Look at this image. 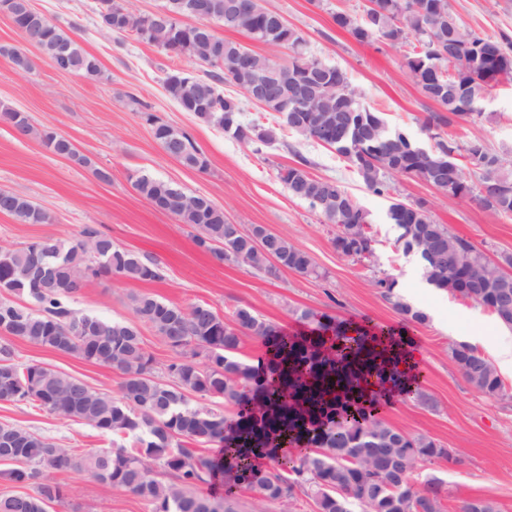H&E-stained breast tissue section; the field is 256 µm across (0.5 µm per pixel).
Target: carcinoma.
Wrapping results in <instances>:
<instances>
[{"instance_id":"cac0c4a2","label":"carcinoma","mask_w":512,"mask_h":512,"mask_svg":"<svg viewBox=\"0 0 512 512\" xmlns=\"http://www.w3.org/2000/svg\"><path fill=\"white\" fill-rule=\"evenodd\" d=\"M426 2L430 9L426 18L404 12L405 0H376L378 10L369 21L346 11L336 12L333 20L360 43L373 41L386 28L390 45L410 47L404 67L424 97L439 107V112L422 121L424 129L436 130V143L430 149L419 146L404 130L391 128L385 113L367 104L347 74L336 67L330 78L336 90L310 102L308 126L290 125L271 101L262 109L275 118V125L245 121L246 98L236 90L226 93L223 89L224 83L233 82L229 64L244 54L254 55L257 61L265 56L214 31L203 33L194 45L195 60L204 67L194 88L166 77L163 85L182 111L257 152L283 131L316 141L334 150L378 194L388 191L395 176L417 178L427 169L442 170L452 184L448 195L475 198L484 208L511 216L512 159L491 149L479 131L460 144L439 129L460 121L481 126L495 120L493 112L466 111L465 101H479L502 80H512V37L506 33L483 36L463 27L450 0ZM252 4L255 15L231 30L264 44L279 40L282 15L267 7L265 0H252ZM28 22V29L21 33L22 46L0 48L16 68L32 69L28 54L32 47L60 72L87 77L99 73L96 58L60 25L34 8ZM139 28L140 15L132 11L124 24L105 32L135 36ZM288 32L292 35L289 59L318 62L308 52L301 32L293 27ZM147 43L172 57L180 56L179 33L166 22L153 23ZM0 113L15 120L19 134L34 133L24 113L10 108H1ZM146 121L169 156L190 168H206L203 152L190 137L150 114ZM40 138L52 153L87 164L64 136L44 129ZM308 165L304 158L296 165H283L277 178L289 195L307 202L336 225L332 243L339 254L353 259L373 256L376 240L368 231L370 213L339 181L311 175ZM466 168L477 175V181L466 178ZM482 185L490 191L498 189V194L491 200L484 198ZM133 187L154 207L196 229L199 246L221 260L269 275L281 267L317 274L311 257L285 236L273 239L280 261L277 267L266 251L227 235L224 210L203 195L187 194L149 175L136 176ZM0 211L21 224L50 220L45 211L17 193L4 198ZM388 217L398 230L395 247L417 255L429 285L482 307L486 298H497L489 311L499 324L512 329V273L446 225L435 223L420 201L394 202ZM101 274L141 282L163 279L158 264L115 247L111 237L92 228L72 241L42 237L0 253V401L26 402L112 436V447L78 455L23 426L0 424V461L14 464L0 475L17 486L33 487L31 494L1 495L0 512H47V504L64 496L51 473L67 470L84 472L132 493L151 506L150 512H236L233 488L243 484L255 488L264 502L291 506L300 495L311 498L316 512H442L439 479H426L418 493L408 485L420 463L436 458L456 463L457 457L427 436L383 422L375 414L379 394L368 395L363 387L374 376L378 384L397 388L405 399L426 402L420 376H406L397 368L400 357L394 349L403 343L400 334L358 326L356 335L350 336L344 324L304 309L295 315L306 329L287 336L245 307L225 319L207 304L181 307L149 293L131 296L134 322L72 308L71 302L88 279ZM373 285L408 321L426 320L425 313L399 300L394 278L379 277ZM140 323L150 326L177 354L167 365L174 382L157 376ZM246 336L265 346L260 368L237 356ZM15 338L120 372L124 376L120 395L98 391L37 362H17ZM198 349L206 352L203 368L191 357ZM450 360L478 392L504 395L496 368L475 347L453 346ZM212 400L234 409L232 435H225L224 412L210 407ZM285 439L303 446L292 457L279 456L275 448ZM216 442L224 443V456L229 459L224 470L228 488L222 497L196 492L218 466L202 446ZM258 452L273 462L270 471L254 466ZM157 466L172 481L157 480Z\"/></svg>"}]
</instances>
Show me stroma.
Wrapping results in <instances>:
<instances>
[{"instance_id": "1", "label": "stroma", "mask_w": 512, "mask_h": 512, "mask_svg": "<svg viewBox=\"0 0 512 512\" xmlns=\"http://www.w3.org/2000/svg\"><path fill=\"white\" fill-rule=\"evenodd\" d=\"M299 29L309 52L345 70L366 102L385 113L391 127L401 128L424 147L434 144L423 117L436 106L424 98L404 67L405 47L381 41L361 43L336 27L333 13L361 12L364 0H265ZM32 6L70 30L99 62L94 77L56 70L35 57L32 70L15 72L0 55V106L26 113L38 129L70 139L88 159L82 167L49 152L39 138L25 137L0 121V189L28 197L48 213L49 223L21 224L0 213V245L20 247L41 237L71 239L88 226L111 237L119 248L159 264L163 280L137 282L101 276L88 281L75 299L76 310L113 320L133 317L129 297L151 293L182 306L210 305L230 317L247 306L285 334L302 330L296 311L309 309L344 322L390 327L405 332L417 354L416 369L432 403L418 405L397 397L380 405L387 423L410 434L433 438L459 457L456 465L439 458L422 463L415 482L427 476L443 483L444 512L460 501L487 497L500 512H512V370L502 372L504 396L475 391L455 369L449 353L459 343H475L496 360L507 330L480 305L435 288H422L417 258L397 250L390 223L393 199L424 201L431 218L471 241L490 259L512 255V216L497 215L470 198H454L416 178L399 177L388 192L369 190L336 153L310 140L282 133L261 152L240 145L223 130L181 111L166 95L168 70L203 71L188 58H172L135 36H110L96 25L97 0H31ZM459 21L486 36L512 34V0H450ZM497 123L485 126L489 144L512 151V82L500 84L486 103ZM186 132L201 148L206 171L188 168L170 157L145 120ZM307 159L310 171L338 179L372 217L376 239L372 257L353 260L336 253L335 225L326 223L308 203L291 197L277 178L282 165ZM108 171L109 181L98 178ZM147 174L190 194L208 197L223 209L229 223L269 227L306 251L317 272L305 276L283 270L271 276L244 265L218 261L197 245L196 230L157 210L134 189V176ZM393 277L397 293L427 319L406 323L373 287L375 278ZM19 361L39 362L73 375L91 387L119 393L120 372L18 340ZM0 423L18 424L83 454L110 448L111 437L78 421L66 420L25 403L0 402ZM68 494L48 512H149L138 497L78 471L54 474Z\"/></svg>"}]
</instances>
